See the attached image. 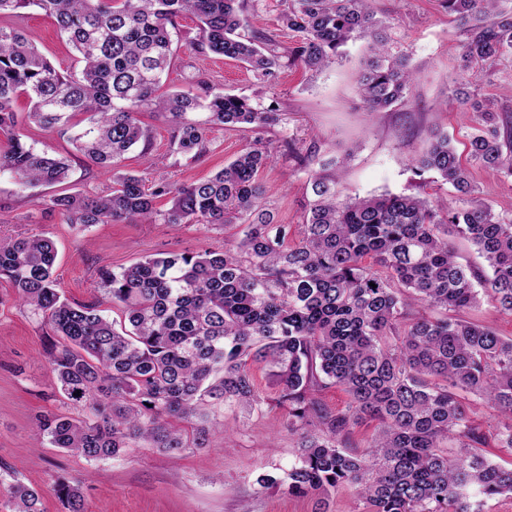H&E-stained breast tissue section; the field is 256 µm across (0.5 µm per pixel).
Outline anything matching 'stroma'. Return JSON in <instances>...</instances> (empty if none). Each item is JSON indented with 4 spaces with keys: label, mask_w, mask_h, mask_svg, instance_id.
Listing matches in <instances>:
<instances>
[{
    "label": "stroma",
    "mask_w": 512,
    "mask_h": 512,
    "mask_svg": "<svg viewBox=\"0 0 512 512\" xmlns=\"http://www.w3.org/2000/svg\"><path fill=\"white\" fill-rule=\"evenodd\" d=\"M373 9L389 25L393 51L408 55L417 72L410 94L388 112L366 111L358 96L356 77L368 52L367 41L350 43L343 59L318 74L285 66L275 83L263 84L235 61L192 49L189 42L198 34V22L189 16L178 18L167 89H184L199 75L224 91L275 108L281 121L249 132L214 128L209 155L192 161L172 152L163 114L147 112L142 120L152 136L150 153L132 150L122 171L148 169L153 178L190 184L219 170L248 143L260 140L279 149L290 141L301 150L317 145L320 157L343 159V195L365 197L417 188L451 202V186L418 185L411 160L426 148L431 129L447 131L456 147L466 141L460 106L450 97V81L462 65L459 31L440 0H374ZM19 26L62 74L79 72L76 54L53 17L32 7L25 10ZM13 109L18 132L27 135L37 150L69 160L68 192L93 196L108 191L111 174L92 166L68 137L29 124L26 100L15 102ZM307 177L280 151L261 173L265 202L279 223H301ZM57 192L54 186L23 190L10 173L0 174V236L33 230L53 239L55 274L71 301L100 296V266L117 269L158 252L219 250L243 235L240 224L212 229L200 224L109 223L84 229L65 223L62 215L45 206V199ZM45 332L40 319L15 302L10 284L0 280V481L17 477L44 491L45 512H62L49 492L62 478L82 480L87 512H317L315 497L292 496L282 488L264 489L257 483L260 475L287 471L299 454L297 438L287 428V415L277 406L276 390L260 363L253 366L259 405L248 416L234 407L215 409L211 419L219 429L206 447L191 444L174 455L134 448L118 459L90 462L39 443L38 416L85 411L58 393L45 352Z\"/></svg>",
    "instance_id": "stroma-1"
}]
</instances>
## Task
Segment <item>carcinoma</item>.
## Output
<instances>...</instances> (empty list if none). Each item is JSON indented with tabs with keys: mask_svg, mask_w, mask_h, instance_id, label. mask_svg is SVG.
<instances>
[{
	"mask_svg": "<svg viewBox=\"0 0 512 512\" xmlns=\"http://www.w3.org/2000/svg\"><path fill=\"white\" fill-rule=\"evenodd\" d=\"M283 2L278 23L297 37L288 63L316 73L348 42L367 38L370 56L358 78L367 110L387 112L409 94L416 71L392 52L372 0ZM441 3L465 35L452 95L463 106L468 145L462 155L435 129L413 171L451 185L455 204L390 192L344 197L340 163L331 157L309 173L311 200L294 232L261 204L259 176L275 153L259 140L200 182L151 184L145 173L118 172L131 148L150 150L139 119L146 110L168 115L175 150L193 161L209 153L213 126L237 131L281 121L275 109L207 80L163 89L174 56L169 28L183 14L200 22L195 47L246 65L264 82L277 77L275 40L245 33L248 0H0V19L30 7L54 17L81 64L80 76H65L21 29L0 25V136L8 144L0 172L22 188L69 176L66 159L16 132L13 104L23 97L35 126L69 135L88 161L112 173L105 195L47 201L66 223L246 225L220 251L101 267L99 283L118 321L102 314L99 299L62 295L53 240L0 237V279L52 332L47 355L59 393L89 409L39 419L38 433L52 447L89 461L144 445L173 452L184 447L177 423L187 422L202 448L211 424L206 399L252 409L251 365L263 362L300 454L284 478L259 476L261 487L324 500L347 486L362 512H480L477 497L512 495V467L484 453L490 436L512 450V338L452 316L485 297L512 316V212L478 199L472 178L476 168L512 179V122L494 99L472 90L512 57V0ZM166 195L172 206L157 210L155 200ZM451 236L469 240L487 267L461 263ZM417 302L448 315L426 316ZM333 386L349 396L341 411L319 397ZM464 394L497 413L495 433L473 423ZM366 420L376 423L366 450H347L352 427ZM453 439L459 451L450 455L442 444ZM50 491L66 512H86L79 483L59 480ZM43 498L17 478L7 489L11 512H45Z\"/></svg>",
	"mask_w": 512,
	"mask_h": 512,
	"instance_id": "carcinoma-1",
	"label": "carcinoma"
}]
</instances>
